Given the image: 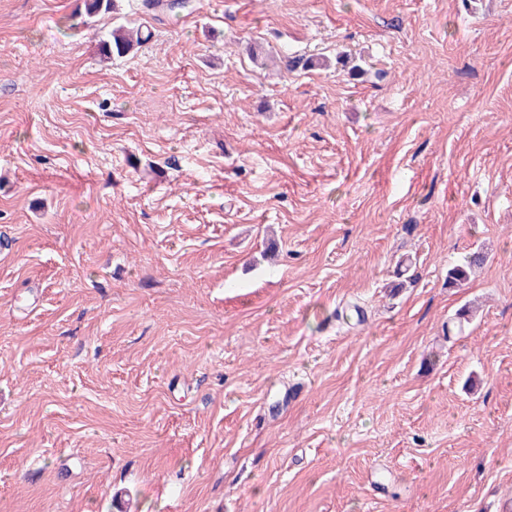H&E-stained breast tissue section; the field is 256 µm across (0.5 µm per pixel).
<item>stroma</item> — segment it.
I'll list each match as a JSON object with an SVG mask.
<instances>
[{"label": "stroma", "mask_w": 512, "mask_h": 512, "mask_svg": "<svg viewBox=\"0 0 512 512\" xmlns=\"http://www.w3.org/2000/svg\"><path fill=\"white\" fill-rule=\"evenodd\" d=\"M116 5L0 0V512H512V0ZM139 27H128L119 25L112 28L109 37L100 41L101 52L105 57L110 58L113 54L123 55L129 52L134 46H140L147 40ZM487 256L481 251H475L463 258L457 264L448 269V285L457 288L464 284L470 277L472 271L484 263Z\"/></svg>", "instance_id": "obj_1"}]
</instances>
